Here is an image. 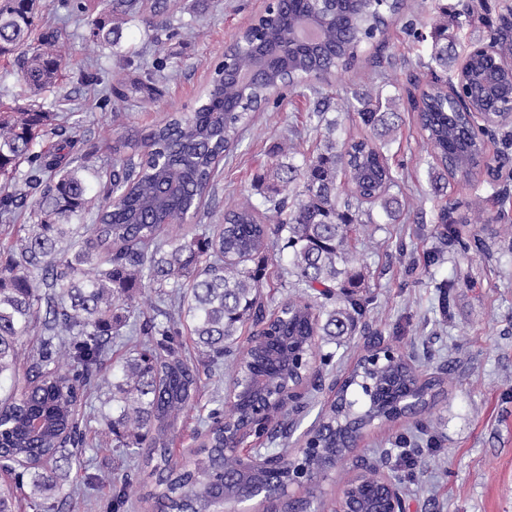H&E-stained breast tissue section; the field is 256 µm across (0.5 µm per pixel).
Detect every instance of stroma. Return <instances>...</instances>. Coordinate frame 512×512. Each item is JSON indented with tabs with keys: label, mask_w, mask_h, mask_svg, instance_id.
<instances>
[{
	"label": "stroma",
	"mask_w": 512,
	"mask_h": 512,
	"mask_svg": "<svg viewBox=\"0 0 512 512\" xmlns=\"http://www.w3.org/2000/svg\"><path fill=\"white\" fill-rule=\"evenodd\" d=\"M196 10L177 14L171 32L158 47L147 48L149 33L140 19L123 27L119 52L102 48L91 33L93 13L79 0H38L39 29L66 32L63 78L31 96L16 73L0 62V101L36 103L56 113L53 130L33 147L42 152L55 144L56 130H66L93 154V165L113 155L143 151L142 138L171 113H189L201 104V93L224 59V49L262 9L264 0H193ZM512 19V0H406L397 20L382 37L385 80L373 79L362 46L354 66L321 79L332 103L361 90L392 98L399 118L390 134V163L403 175L404 216L394 224L368 225L356 242L353 268L361 276L365 311L353 335L318 342L313 370L320 389L316 406L301 405L288 417L295 426L288 438L268 442L249 437L248 445H276L299 457L318 407L331 398L337 383L366 353L368 343L388 345L414 363L424 376L440 380V394L422 414L366 431L357 448L335 469L314 482L292 485L290 495L315 494L332 505L357 459H384L405 495L407 512H512V146L500 136L487 138L492 169L470 185L449 182L446 194H433V163L411 111L409 97L429 79L423 36L445 23L456 34V60L479 42L501 17ZM147 48L146 56L136 51ZM163 63L167 74L158 95L133 104L114 119L112 88L118 81L142 78L145 69ZM309 101L298 90H284L278 100L253 113L238 146L218 165L204 198L197 230L222 223L224 211L253 193L258 174L284 138L302 152H312L319 135L308 119ZM484 212L481 224H463L455 237L440 238L438 215ZM234 359L225 357L223 376L204 377L197 409L178 423L169 450L186 463L198 445L200 411L227 398ZM99 402L89 398L84 417V450L70 471L67 512H156L147 495L154 480L141 460L103 442L95 418ZM131 477L135 494L121 510L112 506V482Z\"/></svg>",
	"instance_id": "35a3bbf8"
}]
</instances>
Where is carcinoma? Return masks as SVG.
<instances>
[{"instance_id": "cac0c4a2", "label": "carcinoma", "mask_w": 512, "mask_h": 512, "mask_svg": "<svg viewBox=\"0 0 512 512\" xmlns=\"http://www.w3.org/2000/svg\"><path fill=\"white\" fill-rule=\"evenodd\" d=\"M33 0H0V57L13 58L30 94L55 85L61 71V35L43 31L33 37ZM172 0H107L96 19L93 36L104 46L119 44L122 25L134 16L158 31L170 25ZM401 0L373 4L344 0L328 7L323 35L329 46L288 48L287 67L320 79L345 70L358 49L387 27ZM430 64L448 70V25L434 28ZM275 72L249 88L225 89L224 80L204 90L205 102L195 112L175 113L144 137L145 158L112 160V172L93 191L85 172L87 155L77 141L60 140L53 151L32 152L38 132L53 116L35 105L0 111V175L31 163L24 179L30 189L42 188L38 223L15 252L0 264V470L23 468L28 498H69L68 474L81 447L79 409L88 393L106 387L100 421L105 434L132 456L150 449L143 460L155 477L151 497L161 512H220L224 500L244 501L241 490L265 480L224 454V418L242 422L251 414L247 396L229 414L217 407L208 412L195 458L189 465L173 462L169 436L180 417L195 408L199 367L180 357L173 337L185 325L192 341L216 368L237 350L244 330L263 336L248 342L235 360V378H264L270 393L295 387L306 378L299 357L313 356L316 337L334 340L355 328L364 303L358 297L359 275L349 267V247L358 224L381 219L397 221L405 205L391 192L398 173L388 162L383 137L393 129L391 99L354 93L362 124L371 139L338 142L337 122L326 115L323 87L303 79L314 101L312 117L322 146L294 163L295 144L283 143L268 163L274 184L258 201L224 211V222L197 234L187 221L198 217L219 162L239 141L250 118L252 100L270 94L282 82ZM162 66L144 72V79L112 89L118 111L143 90L158 92ZM457 97L464 108L432 84L420 99L410 98L434 165L430 183L442 192L448 179L470 184L486 153V142L469 134L470 114L492 123L489 134L506 128L494 108L512 96V70L492 59L474 56L454 73ZM233 93L240 111L224 112L225 93ZM27 194L0 189V223H10ZM95 213L92 224H70L75 216ZM285 242L288 273L299 293L272 309L262 295L265 266L273 248ZM147 296L170 301L177 312L140 324L116 313V302L141 289ZM340 306L326 310L327 302ZM129 323L130 335L143 336L141 347L129 351L110 376L102 374L112 350L113 333ZM36 336L25 389L17 394L19 345ZM378 386L368 400L363 382ZM434 384L408 362L372 368L360 360L334 399L326 402L309 431L319 455L301 461L314 472L321 459L349 446L354 427L394 413L406 393L429 396ZM16 486L0 482V512H16Z\"/></svg>"}]
</instances>
